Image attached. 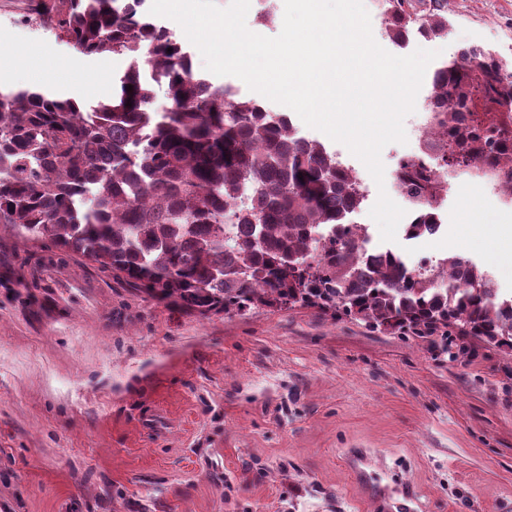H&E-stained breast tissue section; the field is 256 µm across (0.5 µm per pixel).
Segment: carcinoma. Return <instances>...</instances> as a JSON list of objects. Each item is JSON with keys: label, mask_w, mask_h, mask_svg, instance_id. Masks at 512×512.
<instances>
[{"label": "carcinoma", "mask_w": 512, "mask_h": 512, "mask_svg": "<svg viewBox=\"0 0 512 512\" xmlns=\"http://www.w3.org/2000/svg\"><path fill=\"white\" fill-rule=\"evenodd\" d=\"M147 0H37L36 19L81 53L130 59L112 99L86 106L36 89L0 91V226L47 241L112 277L203 316L317 307L378 331H448L512 349V298L487 276L439 285L403 258L369 256L351 174L288 117L238 97L193 69L187 46L149 16ZM445 0H385L397 46L415 32L448 34ZM173 52H167V49ZM155 69L154 84L143 71ZM133 90H126V86ZM430 95L445 140L440 167L494 158L512 191V73L471 46L433 72ZM172 102L153 109L156 89ZM132 105H127V102ZM418 204L445 191L422 163L397 172Z\"/></svg>", "instance_id": "carcinoma-1"}]
</instances>
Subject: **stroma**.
<instances>
[{"label": "stroma", "mask_w": 512, "mask_h": 512, "mask_svg": "<svg viewBox=\"0 0 512 512\" xmlns=\"http://www.w3.org/2000/svg\"><path fill=\"white\" fill-rule=\"evenodd\" d=\"M0 0V61L29 54L0 89H51L91 104L125 56L83 55ZM447 36L395 55L480 45L512 64V0H448ZM436 238L398 237L405 262L462 254L469 214L512 220L462 170ZM67 281L54 311L44 274ZM411 489V512H512V349L471 336L380 332L316 308L202 316L79 255L0 229V512H383L351 468Z\"/></svg>", "instance_id": "stroma-1"}]
</instances>
